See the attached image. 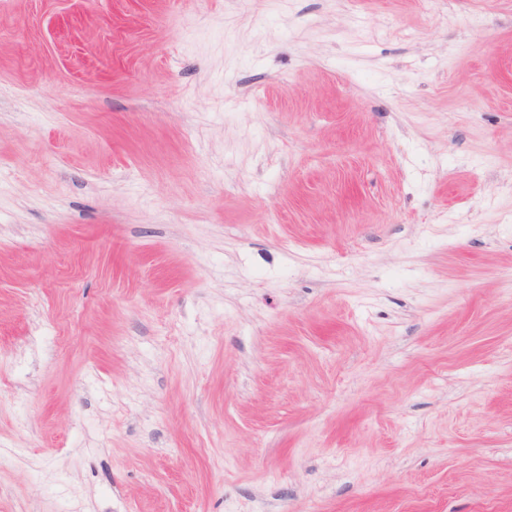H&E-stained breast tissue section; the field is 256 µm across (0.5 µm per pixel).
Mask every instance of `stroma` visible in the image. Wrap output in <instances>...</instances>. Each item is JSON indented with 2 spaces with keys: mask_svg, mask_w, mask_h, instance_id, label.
Segmentation results:
<instances>
[{
  "mask_svg": "<svg viewBox=\"0 0 512 512\" xmlns=\"http://www.w3.org/2000/svg\"><path fill=\"white\" fill-rule=\"evenodd\" d=\"M512 0H0V512H512Z\"/></svg>",
  "mask_w": 512,
  "mask_h": 512,
  "instance_id": "obj_1",
  "label": "stroma"
}]
</instances>
